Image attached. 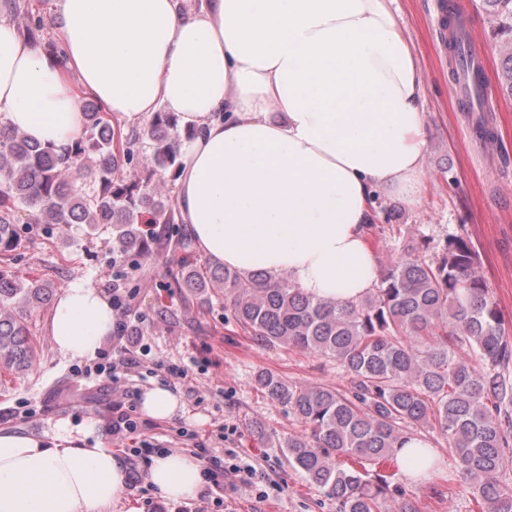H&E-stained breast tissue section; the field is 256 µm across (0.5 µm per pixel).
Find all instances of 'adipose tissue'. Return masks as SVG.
I'll use <instances>...</instances> for the list:
<instances>
[{
	"label": "adipose tissue",
	"mask_w": 512,
	"mask_h": 512,
	"mask_svg": "<svg viewBox=\"0 0 512 512\" xmlns=\"http://www.w3.org/2000/svg\"><path fill=\"white\" fill-rule=\"evenodd\" d=\"M390 0H61L64 57L0 20V124L62 145L93 97L127 126L174 113L180 219L218 264L263 272L307 295L359 302L379 283L368 241L375 193L421 199L424 74ZM78 86H71L70 75ZM115 313L84 279L56 300L49 331L69 358L97 353ZM97 424L51 439L0 429V512H110L127 489ZM148 480L170 500L202 485L197 458L154 456Z\"/></svg>",
	"instance_id": "ef3b65f1"
}]
</instances>
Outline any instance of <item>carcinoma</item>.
<instances>
[{
  "label": "carcinoma",
  "instance_id": "obj_1",
  "mask_svg": "<svg viewBox=\"0 0 512 512\" xmlns=\"http://www.w3.org/2000/svg\"><path fill=\"white\" fill-rule=\"evenodd\" d=\"M44 28L43 16L28 13L25 37L37 43ZM499 78L512 95V44ZM81 112L85 133L62 147L0 126L1 370L23 371L33 362L30 328L13 300L49 299L45 285L23 287L3 267L32 226H112V247L126 262L116 287L139 260L171 243L187 248L174 188L163 193L151 185L157 172L178 169V119L154 113L143 153L140 135L113 127L94 99L83 98ZM173 282L202 297L224 289V308L257 345L300 349L349 375L345 391L268 372L257 377L261 391L308 430L285 440L289 462L336 500L339 512H420L383 468L397 462L405 432L418 428L448 444L450 476L481 512H512V483L499 480L512 463V334L465 238H448L435 257L403 244L378 286L344 306L314 299L284 276L202 268L187 254ZM412 461L430 476L441 466L430 448L414 449Z\"/></svg>",
  "mask_w": 512,
  "mask_h": 512
}]
</instances>
